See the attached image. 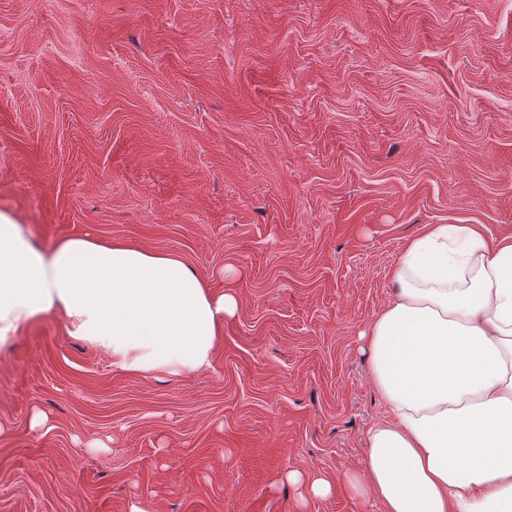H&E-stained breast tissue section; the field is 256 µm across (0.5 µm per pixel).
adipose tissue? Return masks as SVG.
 <instances>
[{"mask_svg":"<svg viewBox=\"0 0 512 512\" xmlns=\"http://www.w3.org/2000/svg\"><path fill=\"white\" fill-rule=\"evenodd\" d=\"M390 278L392 301L360 334L388 411L364 472L282 481L302 503L343 489L362 512H512V237L428 225ZM238 309L177 254L88 235L45 249L0 212V342L54 316L116 370L183 378L211 368Z\"/></svg>","mask_w":512,"mask_h":512,"instance_id":"adipose-tissue-1","label":"adipose tissue"}]
</instances>
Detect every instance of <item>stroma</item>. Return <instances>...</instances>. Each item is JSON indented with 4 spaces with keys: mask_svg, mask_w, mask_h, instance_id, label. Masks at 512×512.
I'll return each mask as SVG.
<instances>
[{
    "mask_svg": "<svg viewBox=\"0 0 512 512\" xmlns=\"http://www.w3.org/2000/svg\"><path fill=\"white\" fill-rule=\"evenodd\" d=\"M0 211L240 301L180 380L53 317L0 344V512H360L280 475L363 469L406 241L512 236V0H0Z\"/></svg>",
    "mask_w": 512,
    "mask_h": 512,
    "instance_id": "1",
    "label": "stroma"
}]
</instances>
